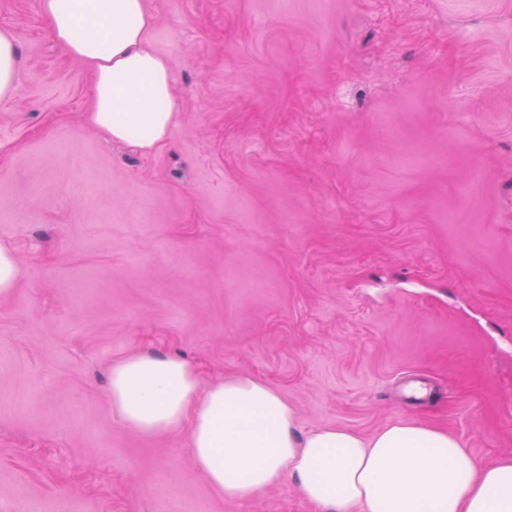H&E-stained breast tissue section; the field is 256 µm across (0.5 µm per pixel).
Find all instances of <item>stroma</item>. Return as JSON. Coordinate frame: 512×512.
Returning <instances> with one entry per match:
<instances>
[{"label":"stroma","mask_w":512,"mask_h":512,"mask_svg":"<svg viewBox=\"0 0 512 512\" xmlns=\"http://www.w3.org/2000/svg\"><path fill=\"white\" fill-rule=\"evenodd\" d=\"M146 3L177 120L143 154L88 124L40 0H0V512H317L226 501L187 434L113 422L132 352L512 456V0ZM18 58V47L14 39L0 32V98L10 96L15 89L14 74ZM21 269L14 252L0 244V297L10 295L17 284Z\"/></svg>","instance_id":"1"}]
</instances>
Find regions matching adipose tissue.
<instances>
[{"mask_svg":"<svg viewBox=\"0 0 512 512\" xmlns=\"http://www.w3.org/2000/svg\"><path fill=\"white\" fill-rule=\"evenodd\" d=\"M51 37L94 79L88 122L147 153L175 124L168 60L145 0H40ZM113 421L144 436L187 432L196 468L244 503L285 482L320 512H512V457L482 465L462 441L399 419L365 437L305 429L287 399L248 376L200 390L172 356L130 354L110 370Z\"/></svg>","mask_w":512,"mask_h":512,"instance_id":"1","label":"adipose tissue"}]
</instances>
